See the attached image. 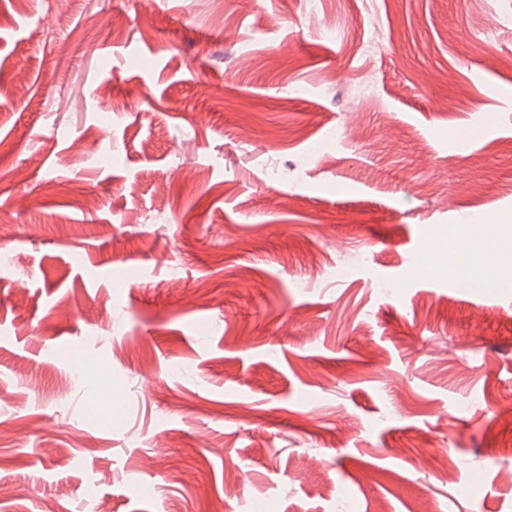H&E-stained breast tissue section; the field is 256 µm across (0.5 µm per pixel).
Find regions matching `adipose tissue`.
I'll use <instances>...</instances> for the list:
<instances>
[{
	"label": "adipose tissue",
	"mask_w": 512,
	"mask_h": 512,
	"mask_svg": "<svg viewBox=\"0 0 512 512\" xmlns=\"http://www.w3.org/2000/svg\"><path fill=\"white\" fill-rule=\"evenodd\" d=\"M435 251L448 255L460 283L470 287L512 288V277L503 275L512 266V239L498 238L488 251L480 249V234L470 225L449 227L440 235Z\"/></svg>",
	"instance_id": "adipose-tissue-1"
}]
</instances>
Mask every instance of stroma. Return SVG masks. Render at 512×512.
I'll list each match as a JSON object with an SVG mask.
<instances>
[{"label": "stroma", "mask_w": 512, "mask_h": 512, "mask_svg": "<svg viewBox=\"0 0 512 512\" xmlns=\"http://www.w3.org/2000/svg\"><path fill=\"white\" fill-rule=\"evenodd\" d=\"M455 224L512 228V0H0V512H512Z\"/></svg>", "instance_id": "1"}]
</instances>
